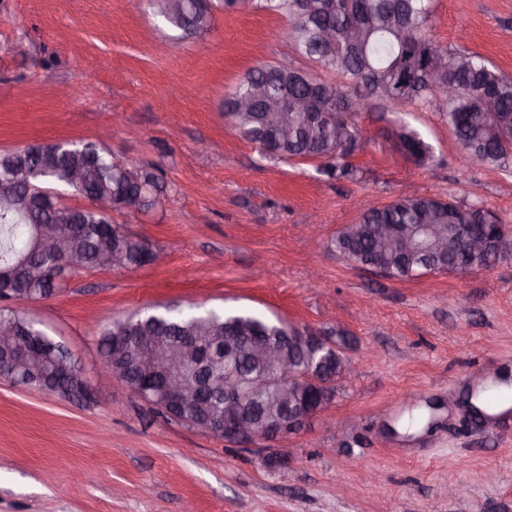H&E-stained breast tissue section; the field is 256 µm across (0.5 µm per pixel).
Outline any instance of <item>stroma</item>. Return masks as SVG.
Instances as JSON below:
<instances>
[{
    "mask_svg": "<svg viewBox=\"0 0 512 512\" xmlns=\"http://www.w3.org/2000/svg\"><path fill=\"white\" fill-rule=\"evenodd\" d=\"M288 25L218 6L187 37L151 0H0V153L96 142L168 185L151 214L112 213L163 265L77 269L53 297L18 302L60 334L96 401L0 382V512H512V419L491 427L461 406L512 370V260L398 281L333 245L360 200L409 194L485 207L512 229V161L466 167L440 112L384 104L356 117V179L262 159L224 99L285 57L313 70ZM430 31L512 77V0H434ZM400 116L431 144L426 164L396 145ZM173 301L348 334L346 355L364 363L322 419L281 440L287 469L267 468L261 445L166 421L99 367L102 326ZM449 477L464 494H443Z\"/></svg>",
    "mask_w": 512,
    "mask_h": 512,
    "instance_id": "1",
    "label": "stroma"
}]
</instances>
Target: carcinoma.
<instances>
[{
	"label": "carcinoma",
	"instance_id": "carcinoma-1",
	"mask_svg": "<svg viewBox=\"0 0 512 512\" xmlns=\"http://www.w3.org/2000/svg\"><path fill=\"white\" fill-rule=\"evenodd\" d=\"M155 4L162 17L187 35L204 30L211 9L210 0H191L192 11L185 17L167 10V0H155ZM249 7L287 16L288 38L295 51L340 77L330 83L297 68L283 70L276 62L249 72L239 82L224 101L225 116L263 158L271 162L321 159L326 175L354 180L357 169L349 158L363 147L355 117L379 102L436 108L460 145L477 154L483 167H501L512 159V78L465 48L437 45L429 31L432 0H249ZM450 84L455 91H448ZM273 107L288 108V129L264 130L263 116ZM396 138L416 162L432 159L431 145L403 121ZM74 168L83 170V181L77 185L68 181ZM29 184L48 191L72 190L89 198L108 192L115 208L132 206L138 212L155 209L166 192L155 172L119 169L112 155L94 142H45L34 154L28 146L1 153L0 274L10 278L14 287L3 298L39 300L53 295L72 270L101 268V254L112 249L126 255L129 269L151 264L153 245L110 225L98 209L80 213L84 235L65 237L59 250L36 253L30 263L22 262L24 255L37 248L34 225L52 221L38 205L29 211L23 207L22 189ZM496 223L497 216L483 207L408 195L383 206L365 205L359 222L342 231L334 246L355 265L382 268L390 277L406 281L421 271L418 259L410 252L379 248L381 225L467 224L470 231L483 235L497 232ZM511 259V252L492 248L468 262L479 268ZM2 322L21 324L27 336L76 365L62 341L13 307L0 306ZM125 323L150 336L189 335L203 342L226 328L242 336L273 337L285 332L282 322L251 312L170 305L104 326L98 350L109 356L106 367L112 365L114 332ZM121 352L127 378L133 381L139 376L141 349L132 340ZM175 373L188 381L209 382L222 396V366L209 374L187 358ZM73 390L66 370L59 369L53 394L69 401Z\"/></svg>",
	"mask_w": 512,
	"mask_h": 512
}]
</instances>
